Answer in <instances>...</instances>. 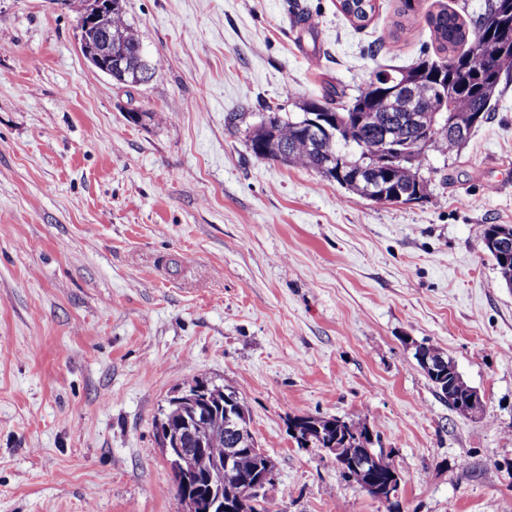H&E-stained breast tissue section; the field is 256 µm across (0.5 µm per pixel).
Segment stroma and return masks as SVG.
Masks as SVG:
<instances>
[{
    "label": "stroma",
    "instance_id": "1",
    "mask_svg": "<svg viewBox=\"0 0 512 512\" xmlns=\"http://www.w3.org/2000/svg\"><path fill=\"white\" fill-rule=\"evenodd\" d=\"M122 0L150 81L94 69L80 0H0V512H182L156 422L193 381L237 392L281 512H387L301 448L292 416L362 419L400 512H512V82L427 196L383 205L249 129L431 49L428 12L485 0ZM140 113L132 120L130 112ZM438 347L484 401L464 418L418 366ZM341 9L353 21L363 23L375 10L374 0H340ZM502 226L508 227L512 231V225L509 224H489L485 227L484 234L490 231L487 235L486 245L497 252L503 261H507L510 258L512 259V234L510 235L507 228H498ZM488 247L485 246L495 260L501 281L507 286L512 285V260L510 259L506 263L502 262Z\"/></svg>",
    "mask_w": 512,
    "mask_h": 512
}]
</instances>
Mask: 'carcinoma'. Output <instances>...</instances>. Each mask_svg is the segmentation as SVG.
<instances>
[{
	"mask_svg": "<svg viewBox=\"0 0 512 512\" xmlns=\"http://www.w3.org/2000/svg\"><path fill=\"white\" fill-rule=\"evenodd\" d=\"M341 9L353 21L363 23L375 10L374 0H340ZM435 44L437 58L424 54L418 61L407 67H393L380 70L370 78L366 87L355 98L349 111L362 112L367 116L363 122L352 120L336 127L333 140L322 138L318 141L307 140L305 128L302 127L304 116L310 108L321 105L327 111L332 107L336 91H329L321 100H310L301 107L302 116L296 119H283L277 112H270L266 120L260 122L249 136L250 148L256 157L277 161L283 164L300 160L312 170L327 178H335L330 168L332 157L336 156L337 143L342 142L351 149L346 157L350 166H367L372 157L380 151V142L384 134L395 130L398 143L403 149L404 162L393 168L388 176L389 187L408 188L416 184L426 188V182L420 176L421 158L424 155L418 143L416 129L407 122L400 121L405 112L399 103L393 101L373 102L376 83L384 78L406 81L414 89H429L436 85L446 93L443 111L447 116L440 118L434 131L435 139H443L448 146L455 147L461 141L448 137V120H455L467 132L476 128L473 117L482 113L479 123H484L490 116V103L498 90L502 78L512 72V44L497 56L496 66L489 69H476L469 64L472 48L462 46L474 42L476 33L482 31L497 40L501 28L512 29V0H488L483 12L472 22H466L455 10L443 6L426 16ZM109 26L112 38L135 49L139 41L127 29L115 24L112 12H106L98 22L84 32V46L91 52L97 47L96 30ZM142 59L138 54H130L124 69L117 72L115 80L128 85H138ZM448 406L459 416H466L465 406L459 403L457 392L448 390V378L429 375ZM171 424L177 426L185 419H191V426L180 437V447L190 455L188 472L173 473L177 496L184 512H198L200 494L208 491L207 476L213 463L224 459V451L233 447L232 438L225 428L224 389L212 386L206 394L194 403H177L169 405L164 415ZM368 423L363 420L342 422V430L336 440L340 452L336 463L342 465L355 458L364 446L374 447L367 439ZM261 463L259 455L242 453L235 468L224 473L223 493L236 488L239 478L248 476ZM240 512H280L276 501L265 496L259 499L241 500Z\"/></svg>",
	"mask_w": 512,
	"mask_h": 512,
	"instance_id": "cac0c4a2",
	"label": "carcinoma"
}]
</instances>
